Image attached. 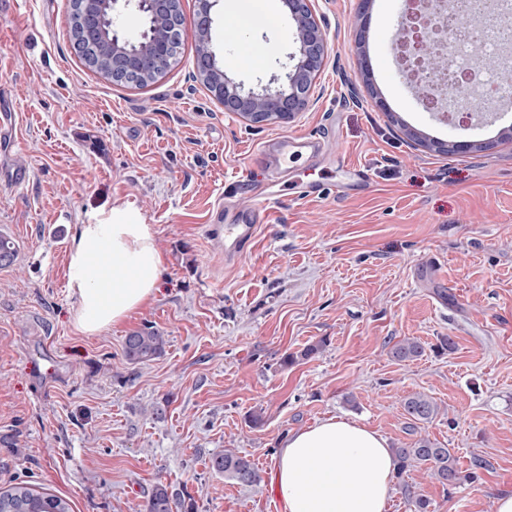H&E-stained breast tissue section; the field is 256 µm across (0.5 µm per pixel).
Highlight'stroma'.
<instances>
[{
	"label": "stroma",
	"instance_id": "35a3bbf8",
	"mask_svg": "<svg viewBox=\"0 0 512 512\" xmlns=\"http://www.w3.org/2000/svg\"><path fill=\"white\" fill-rule=\"evenodd\" d=\"M228 3L211 11L217 60L259 88L297 53L296 25L283 5L274 30L242 33L264 58L244 67L224 35ZM312 7L328 54L308 106L286 124L250 125L194 76L192 38L154 83L119 85L75 54L69 0H0V114L15 116L0 127V231L18 249L0 267V490L23 482L72 512H143L161 482L194 512H271L284 437L343 417L394 447L425 436L461 468L486 463L478 483L451 490L420 469L396 478L390 512H409L407 485L431 512H491L512 492V121L461 124L422 105L394 52L403 0ZM291 133L322 139L331 162L289 160V182L253 196L261 148ZM344 160L369 182L340 195ZM297 181L326 190L302 198ZM228 200L268 214L234 266L207 232ZM118 201L158 229L161 291L85 336L66 252L86 212ZM147 323L165 350L130 364L124 339ZM444 336L456 347L440 354ZM405 338L424 355L394 360ZM417 392L439 412L413 425L403 400ZM227 449L254 464L257 484L210 469Z\"/></svg>",
	"mask_w": 512,
	"mask_h": 512
}]
</instances>
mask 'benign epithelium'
<instances>
[{
  "label": "benign epithelium",
  "instance_id": "1",
  "mask_svg": "<svg viewBox=\"0 0 512 512\" xmlns=\"http://www.w3.org/2000/svg\"><path fill=\"white\" fill-rule=\"evenodd\" d=\"M285 3L296 24L299 57L273 91L264 88L260 92L245 93L224 74L210 46L213 0H199V10L192 24V37L202 46L194 59L197 77L208 86L224 111L250 124L287 122L303 111L327 55L325 34L311 0H285ZM81 5L74 46L87 60L90 46L100 45L107 54L112 81L148 84L176 61L186 33L179 0H81ZM107 9L112 10L115 17L137 12L148 19L149 26L136 42L116 32L109 39L102 27V16Z\"/></svg>",
  "mask_w": 512,
  "mask_h": 512
}]
</instances>
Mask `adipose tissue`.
Instances as JSON below:
<instances>
[{
  "label": "adipose tissue",
  "instance_id": "adipose-tissue-1",
  "mask_svg": "<svg viewBox=\"0 0 512 512\" xmlns=\"http://www.w3.org/2000/svg\"><path fill=\"white\" fill-rule=\"evenodd\" d=\"M225 32L238 37L279 23L276 0H231ZM164 257L155 225L131 202L77 224L67 252L72 322L96 335L153 303ZM395 475L387 439L340 417L290 432L274 472L282 512H387Z\"/></svg>",
  "mask_w": 512,
  "mask_h": 512
}]
</instances>
